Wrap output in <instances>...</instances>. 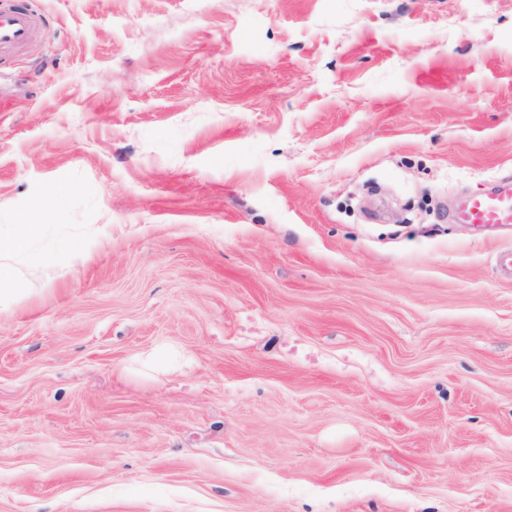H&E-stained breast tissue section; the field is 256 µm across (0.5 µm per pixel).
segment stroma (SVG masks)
I'll list each match as a JSON object with an SVG mask.
<instances>
[{"instance_id": "1", "label": "stroma", "mask_w": 512, "mask_h": 512, "mask_svg": "<svg viewBox=\"0 0 512 512\" xmlns=\"http://www.w3.org/2000/svg\"><path fill=\"white\" fill-rule=\"evenodd\" d=\"M32 8L0 226L72 192L0 310V512H512V228L449 217L512 178V0Z\"/></svg>"}]
</instances>
